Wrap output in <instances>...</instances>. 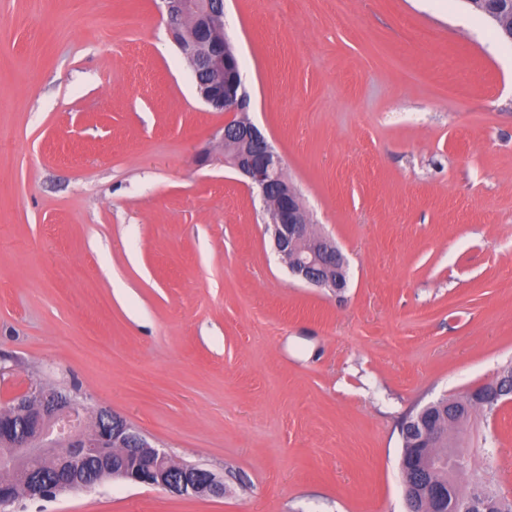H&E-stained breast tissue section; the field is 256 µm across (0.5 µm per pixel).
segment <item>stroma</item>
<instances>
[{"mask_svg":"<svg viewBox=\"0 0 512 512\" xmlns=\"http://www.w3.org/2000/svg\"><path fill=\"white\" fill-rule=\"evenodd\" d=\"M160 0H0V406L29 381L224 483L108 479L9 512H406L399 426L512 360V46L463 0H224L249 117L338 296L218 163ZM497 442L491 458L476 444ZM461 438L512 496V402Z\"/></svg>","mask_w":512,"mask_h":512,"instance_id":"stroma-1","label":"stroma"}]
</instances>
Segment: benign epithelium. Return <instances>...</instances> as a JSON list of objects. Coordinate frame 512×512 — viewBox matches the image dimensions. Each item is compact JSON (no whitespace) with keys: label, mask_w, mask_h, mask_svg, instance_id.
I'll return each mask as SVG.
<instances>
[{"label":"benign epithelium","mask_w":512,"mask_h":512,"mask_svg":"<svg viewBox=\"0 0 512 512\" xmlns=\"http://www.w3.org/2000/svg\"><path fill=\"white\" fill-rule=\"evenodd\" d=\"M167 25L181 54L192 67L196 90L215 111L225 114L223 140L232 148L220 162L245 178L249 191L260 196L268 210L275 252L289 272L308 286L339 294L347 287L345 258L336 242L310 230V218L301 195L285 177L283 162L264 132L245 117L249 97L244 87L240 63L224 30V0H161ZM37 411L33 425L39 438L37 447L29 441L17 455L15 466L24 472L34 455H51L59 445L66 447V458L54 476L56 489H72L76 482L67 464L94 460L101 469L132 484L160 487L179 496L220 497L224 483L217 476L192 464L174 465L171 457L152 445L147 437L124 417L101 415L98 425L87 430L84 404L76 397L40 383L28 385ZM412 425L421 429L426 443L423 458L402 462L404 493L408 512H435L448 483L433 484L427 475L446 459L439 448L441 430L433 421L417 418ZM140 459L138 468H129L130 458Z\"/></svg>","instance_id":"7a95c632"}]
</instances>
